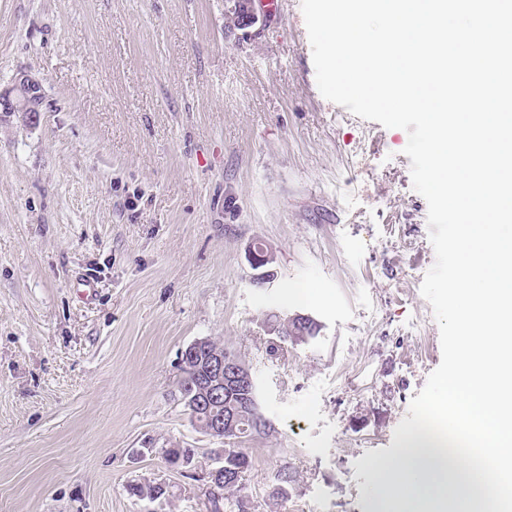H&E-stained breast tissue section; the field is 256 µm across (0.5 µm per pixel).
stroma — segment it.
Returning a JSON list of instances; mask_svg holds the SVG:
<instances>
[{
    "mask_svg": "<svg viewBox=\"0 0 512 512\" xmlns=\"http://www.w3.org/2000/svg\"><path fill=\"white\" fill-rule=\"evenodd\" d=\"M228 7L0 0V89L25 70L44 98L33 125L0 112V512H200L219 444L175 393L201 338L245 359L274 427L242 445L250 512H374L357 462L395 453L442 357L408 134L321 95L301 0L245 32ZM275 313L318 333L269 356ZM170 442L194 468L167 466ZM154 479L171 503L126 491ZM250 264L254 270H259L258 273L254 274V282L259 285H263L274 276L271 270L267 267L273 262V254L269 250L268 246L264 243L261 247H255L254 242L249 246L248 249Z\"/></svg>",
    "mask_w": 512,
    "mask_h": 512,
    "instance_id": "35a3bbf8",
    "label": "stroma"
}]
</instances>
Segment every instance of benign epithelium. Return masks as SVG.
<instances>
[{"instance_id":"obj_1","label":"benign epithelium","mask_w":512,"mask_h":512,"mask_svg":"<svg viewBox=\"0 0 512 512\" xmlns=\"http://www.w3.org/2000/svg\"><path fill=\"white\" fill-rule=\"evenodd\" d=\"M228 18L232 28L255 26L261 17V0H229ZM40 82L23 71L18 73L5 89H0V112L20 113L28 123H35L41 112ZM250 264L257 270L254 282L263 285L273 277L268 265L273 254L268 246L250 245ZM181 369L191 373L187 387L194 391L196 415L206 419L205 431L213 440L236 433V426L244 414L248 398L253 396V377L250 367L229 350H212L207 340L197 339L181 351Z\"/></svg>"}]
</instances>
